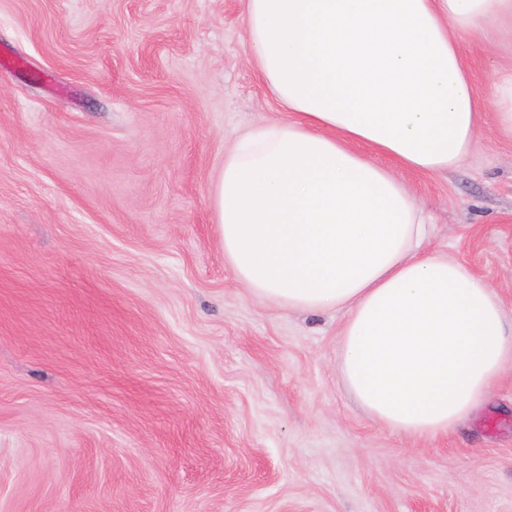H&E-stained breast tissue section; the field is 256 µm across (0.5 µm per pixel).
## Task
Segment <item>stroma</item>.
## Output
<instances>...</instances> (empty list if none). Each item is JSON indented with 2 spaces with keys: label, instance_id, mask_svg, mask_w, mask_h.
Returning <instances> with one entry per match:
<instances>
[{
  "label": "stroma",
  "instance_id": "35a3bbf8",
  "mask_svg": "<svg viewBox=\"0 0 512 512\" xmlns=\"http://www.w3.org/2000/svg\"><path fill=\"white\" fill-rule=\"evenodd\" d=\"M245 0H0V512H512V366L438 437L365 413L346 314L261 301L210 195L277 119ZM488 97L512 50L463 43ZM512 310V139L396 168Z\"/></svg>",
  "mask_w": 512,
  "mask_h": 512
}]
</instances>
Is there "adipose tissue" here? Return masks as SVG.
<instances>
[{
	"label": "adipose tissue",
	"instance_id": "1",
	"mask_svg": "<svg viewBox=\"0 0 512 512\" xmlns=\"http://www.w3.org/2000/svg\"><path fill=\"white\" fill-rule=\"evenodd\" d=\"M260 84L285 117L246 134L213 191L224 259L261 300L343 309L339 371L387 428L437 436L512 363V315L446 253L392 173L453 168L486 112L512 137V71L493 106L460 48L512 30V0H246Z\"/></svg>",
	"mask_w": 512,
	"mask_h": 512
}]
</instances>
